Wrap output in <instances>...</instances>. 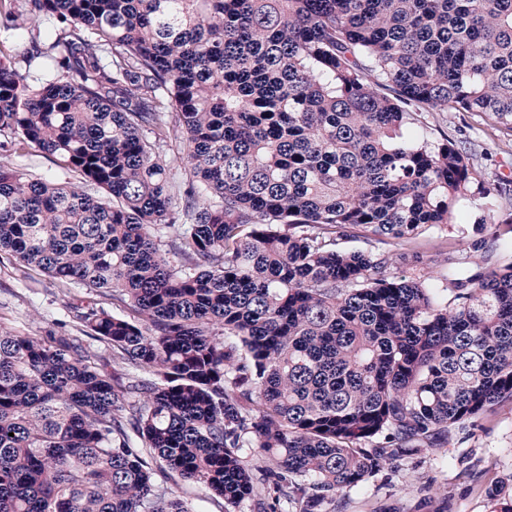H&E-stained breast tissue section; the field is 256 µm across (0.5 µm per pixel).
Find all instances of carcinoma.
<instances>
[{"label":"carcinoma","instance_id":"cac0c4a2","mask_svg":"<svg viewBox=\"0 0 512 512\" xmlns=\"http://www.w3.org/2000/svg\"><path fill=\"white\" fill-rule=\"evenodd\" d=\"M0 33L51 65L0 50V256L80 292L0 321V512H190L167 472L320 512L512 401V263L440 298L341 246L456 222L472 155L414 115L512 135V0H0ZM16 164L45 177H55L59 173L52 159L37 149H29L23 157L16 158Z\"/></svg>","mask_w":512,"mask_h":512}]
</instances>
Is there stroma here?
I'll use <instances>...</instances> for the list:
<instances>
[{"label":"stroma","instance_id":"1","mask_svg":"<svg viewBox=\"0 0 512 512\" xmlns=\"http://www.w3.org/2000/svg\"><path fill=\"white\" fill-rule=\"evenodd\" d=\"M420 135L462 142L473 156L477 180L499 185L483 199L459 204L456 223L423 231L402 271L444 286L448 272L489 270L512 263V138L479 124L466 112H424ZM66 291L41 272L19 276L0 263V313L23 336L65 319ZM512 477V402L484 414L459 438L407 451L367 482L324 504L322 512H487L486 490Z\"/></svg>","mask_w":512,"mask_h":512}]
</instances>
